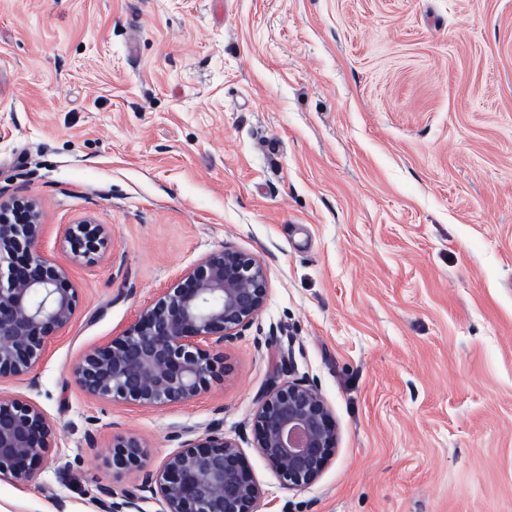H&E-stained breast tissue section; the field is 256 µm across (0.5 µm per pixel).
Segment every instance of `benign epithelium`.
<instances>
[{
    "label": "benign epithelium",
    "mask_w": 512,
    "mask_h": 512,
    "mask_svg": "<svg viewBox=\"0 0 512 512\" xmlns=\"http://www.w3.org/2000/svg\"><path fill=\"white\" fill-rule=\"evenodd\" d=\"M40 212L25 198L0 200V379L32 374L48 340L71 322L78 291L38 251ZM75 256L104 244L100 224L67 229ZM268 275L254 257L226 247L197 260L119 336L89 351L76 377L96 400L163 408L194 399L214 375L211 352L242 335L263 309ZM255 447L284 485L313 484L332 459L336 422L318 389L301 380L274 386L254 416ZM52 428L31 403L0 396V480L26 482L49 448ZM135 435L112 443V463L144 468ZM148 492L159 512H258L264 497L238 443L213 430L181 442L136 492L102 489L101 512H141Z\"/></svg>",
    "instance_id": "1"
}]
</instances>
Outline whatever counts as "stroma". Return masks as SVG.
I'll use <instances>...</instances> for the list:
<instances>
[{
    "label": "stroma",
    "instance_id": "stroma-1",
    "mask_svg": "<svg viewBox=\"0 0 512 512\" xmlns=\"http://www.w3.org/2000/svg\"><path fill=\"white\" fill-rule=\"evenodd\" d=\"M79 290L34 375L50 447L5 512H99L138 436L236 439L261 512H512V0H0V197ZM104 225L74 258L69 225ZM255 256L266 304L205 392L99 402L83 355L211 251ZM315 384L330 464L291 490L253 446L261 397ZM145 448L143 442L135 435L120 436L112 443V464L142 469L147 456Z\"/></svg>",
    "mask_w": 512,
    "mask_h": 512
}]
</instances>
